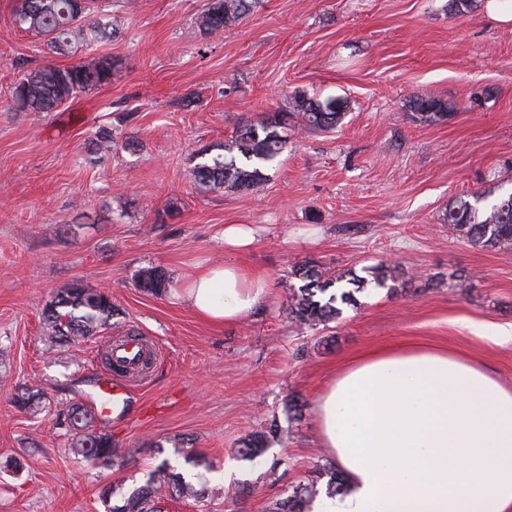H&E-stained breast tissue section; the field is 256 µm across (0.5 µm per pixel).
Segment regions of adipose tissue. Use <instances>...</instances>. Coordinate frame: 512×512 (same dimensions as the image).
<instances>
[{
	"instance_id": "1",
	"label": "adipose tissue",
	"mask_w": 512,
	"mask_h": 512,
	"mask_svg": "<svg viewBox=\"0 0 512 512\" xmlns=\"http://www.w3.org/2000/svg\"><path fill=\"white\" fill-rule=\"evenodd\" d=\"M174 297L203 322H239L266 276L199 261ZM322 448L350 487L313 512H512V387L442 347L390 345L349 360L318 396Z\"/></svg>"
}]
</instances>
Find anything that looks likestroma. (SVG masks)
Masks as SVG:
<instances>
[{"instance_id": "stroma-1", "label": "stroma", "mask_w": 512, "mask_h": 512, "mask_svg": "<svg viewBox=\"0 0 512 512\" xmlns=\"http://www.w3.org/2000/svg\"><path fill=\"white\" fill-rule=\"evenodd\" d=\"M205 4L112 0L119 36L64 56L0 0V512H105L103 486L141 484L163 459L188 476L213 463L221 489L167 512H267L327 462L313 406L329 378L385 344L445 346L512 384V343L481 338L512 329V250L475 247L443 221L455 198L512 189V25L492 22L483 0L459 12L448 0H261L213 38L195 23ZM99 56L118 62L109 83L52 112L15 106L27 72ZM297 93L349 108L333 131L289 132L254 190L194 183L200 150L288 111ZM421 96L448 100V121L413 122L406 102ZM102 127L111 141L97 140ZM228 224L259 227L249 252H225ZM197 260L265 273L266 299L214 328L136 286L141 269L173 279ZM305 260L361 277L383 262L394 286L366 285L336 320L302 327L288 298ZM69 283L108 292L118 313L95 339L54 344L42 313ZM130 335L150 338L156 360L105 425L118 451H136L124 466L75 457L51 411L13 407L25 384L48 403L89 401L101 348ZM273 420L281 431L263 456H239Z\"/></svg>"}]
</instances>
